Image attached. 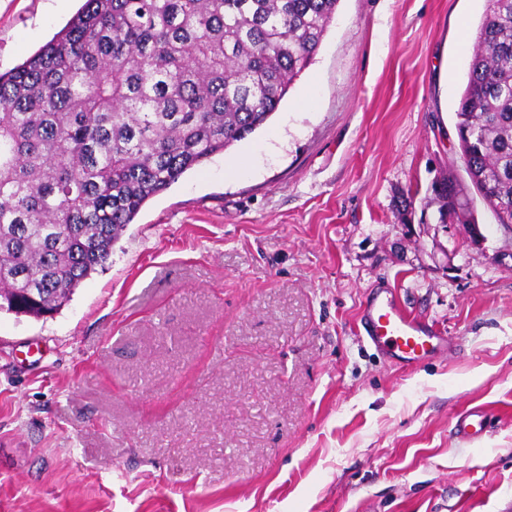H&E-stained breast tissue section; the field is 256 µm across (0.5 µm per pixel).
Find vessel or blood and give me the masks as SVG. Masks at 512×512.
<instances>
[{"mask_svg":"<svg viewBox=\"0 0 512 512\" xmlns=\"http://www.w3.org/2000/svg\"><path fill=\"white\" fill-rule=\"evenodd\" d=\"M360 324L367 342L379 355L409 368L426 357L456 349L433 324L409 314L399 299L385 289L376 290L367 298ZM487 420L484 410L470 409L458 417L455 433L459 439L477 442Z\"/></svg>","mask_w":512,"mask_h":512,"instance_id":"b4317fda","label":"vessel or blood"}]
</instances>
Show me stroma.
I'll list each match as a JSON object with an SVG mask.
<instances>
[{"label":"stroma","instance_id":"1","mask_svg":"<svg viewBox=\"0 0 512 512\" xmlns=\"http://www.w3.org/2000/svg\"><path fill=\"white\" fill-rule=\"evenodd\" d=\"M82 0H0V74ZM485 0H339L265 125L149 199L52 316L0 313V512H506L512 230L455 111ZM396 292L460 346L359 333ZM484 407L480 448L453 431ZM360 324L369 345L381 356L412 368L438 353L455 352L456 345L427 320L409 314L399 299L385 289L366 300Z\"/></svg>","mask_w":512,"mask_h":512}]
</instances>
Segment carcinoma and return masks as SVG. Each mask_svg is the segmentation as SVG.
<instances>
[{"label":"carcinoma","mask_w":512,"mask_h":512,"mask_svg":"<svg viewBox=\"0 0 512 512\" xmlns=\"http://www.w3.org/2000/svg\"><path fill=\"white\" fill-rule=\"evenodd\" d=\"M338 0H84L0 75V312L43 318L142 206L264 125ZM455 127L470 184L512 221V0H486Z\"/></svg>","instance_id":"cac0c4a2"}]
</instances>
